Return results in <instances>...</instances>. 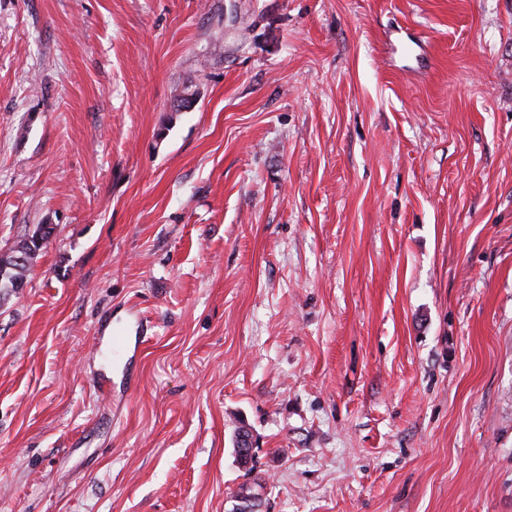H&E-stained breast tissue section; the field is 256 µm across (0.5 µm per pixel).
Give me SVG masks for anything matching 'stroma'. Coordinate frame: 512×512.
<instances>
[{
    "instance_id": "1",
    "label": "stroma",
    "mask_w": 512,
    "mask_h": 512,
    "mask_svg": "<svg viewBox=\"0 0 512 512\" xmlns=\"http://www.w3.org/2000/svg\"><path fill=\"white\" fill-rule=\"evenodd\" d=\"M40 224L0 512H512V0H0Z\"/></svg>"
}]
</instances>
